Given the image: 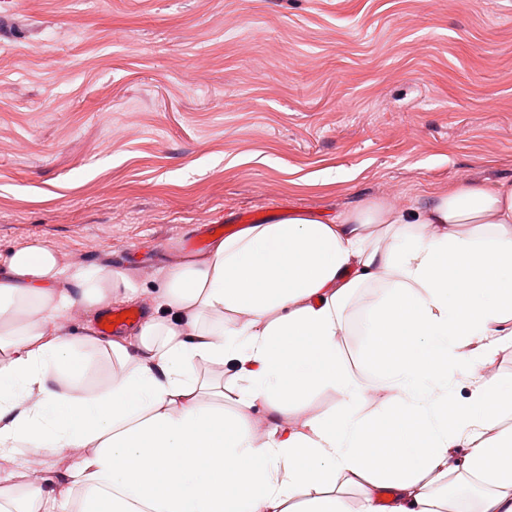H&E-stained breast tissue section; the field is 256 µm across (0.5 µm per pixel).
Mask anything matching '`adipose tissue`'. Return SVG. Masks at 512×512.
Instances as JSON below:
<instances>
[{"instance_id": "adipose-tissue-1", "label": "adipose tissue", "mask_w": 512, "mask_h": 512, "mask_svg": "<svg viewBox=\"0 0 512 512\" xmlns=\"http://www.w3.org/2000/svg\"><path fill=\"white\" fill-rule=\"evenodd\" d=\"M166 316L126 336L61 335L133 301L119 271L65 275L38 244L0 262V456L83 454L53 486L16 490L0 471V512H448V478L478 491L475 512H512L508 396L481 363L512 336V181L460 178L423 203L363 198L332 219L250 224L162 273ZM377 283L361 330L372 384L347 362L343 310ZM118 365L90 381L101 360ZM234 368L235 388L198 361ZM469 382L468 398L456 386ZM337 408L305 417L315 393ZM381 393L370 406L371 393ZM273 419L257 438L250 417Z\"/></svg>"}]
</instances>
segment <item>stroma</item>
<instances>
[{
    "label": "stroma",
    "instance_id": "1",
    "mask_svg": "<svg viewBox=\"0 0 512 512\" xmlns=\"http://www.w3.org/2000/svg\"><path fill=\"white\" fill-rule=\"evenodd\" d=\"M512 178V0H0V254L162 271L206 224ZM352 297L341 345L374 377Z\"/></svg>",
    "mask_w": 512,
    "mask_h": 512
}]
</instances>
